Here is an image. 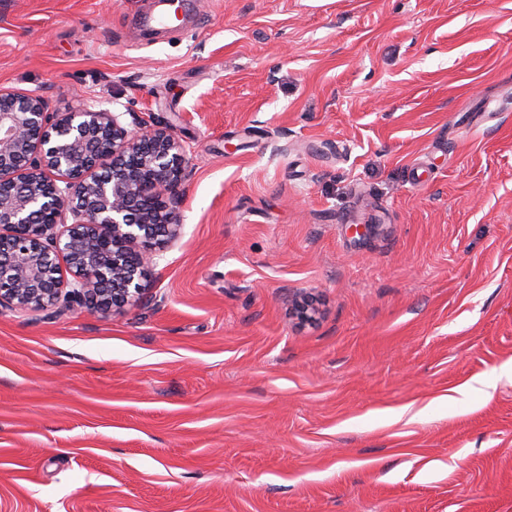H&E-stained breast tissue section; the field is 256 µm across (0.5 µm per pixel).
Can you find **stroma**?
I'll return each instance as SVG.
<instances>
[{"mask_svg":"<svg viewBox=\"0 0 512 512\" xmlns=\"http://www.w3.org/2000/svg\"><path fill=\"white\" fill-rule=\"evenodd\" d=\"M150 5L0 0V87L190 159L142 304L0 311V512H512V0Z\"/></svg>","mask_w":512,"mask_h":512,"instance_id":"stroma-1","label":"stroma"}]
</instances>
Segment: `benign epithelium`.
Instances as JSON below:
<instances>
[{
    "label": "benign epithelium",
    "instance_id": "benign-epithelium-1",
    "mask_svg": "<svg viewBox=\"0 0 512 512\" xmlns=\"http://www.w3.org/2000/svg\"><path fill=\"white\" fill-rule=\"evenodd\" d=\"M122 116L50 112L0 88V308L120 313L143 301L156 249L178 236L189 160L173 128Z\"/></svg>",
    "mask_w": 512,
    "mask_h": 512
}]
</instances>
